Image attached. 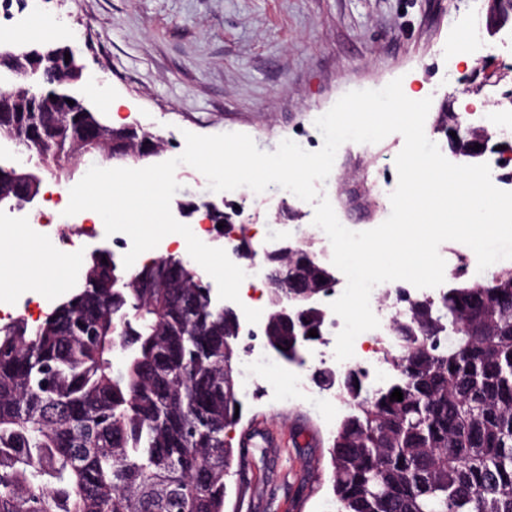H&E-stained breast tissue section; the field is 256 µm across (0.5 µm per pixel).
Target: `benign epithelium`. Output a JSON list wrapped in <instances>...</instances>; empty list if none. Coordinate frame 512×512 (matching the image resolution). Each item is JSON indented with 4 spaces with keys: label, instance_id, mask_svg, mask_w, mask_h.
<instances>
[{
    "label": "benign epithelium",
    "instance_id": "7a95c632",
    "mask_svg": "<svg viewBox=\"0 0 512 512\" xmlns=\"http://www.w3.org/2000/svg\"><path fill=\"white\" fill-rule=\"evenodd\" d=\"M485 10V28L490 36L497 35L502 29L512 26V10L506 0H483ZM69 52L70 60H65L63 52ZM62 50L58 47L37 45L28 49L0 48V60L9 61V71L15 77L13 85L0 91L1 112H92L99 109L91 107L85 96L78 89L83 76L84 66L79 63L75 50ZM502 70L489 64H482L469 75L464 92L480 93L489 84L501 82ZM53 86L49 94L40 96L37 88L43 84ZM74 104H68V101ZM123 148L112 154V161L129 166H142L149 159L160 155L165 143L158 141L153 148L145 151L140 149L137 141L138 133L142 132L139 125L120 127ZM493 134L483 126L470 134L464 148L452 151L458 164H477L483 162L488 149V142ZM481 149L474 150V145ZM36 165L30 163L24 167L14 165L9 159L0 161V169L11 174L9 179L0 178V205L10 200L15 193V183L19 180L30 184V192L26 204H34L38 192L36 184L40 181L34 172ZM339 194L347 196L346 204L350 216L357 221L374 219L373 185L369 182L367 166L358 163L348 173ZM298 245L295 238L281 237L273 239L262 247L265 260L285 258L291 255ZM319 265L322 269L323 281H314L311 289L305 294L304 302L290 303L278 296L269 300L267 311L258 327L262 336L263 347L270 354L290 364H301L303 360L288 357L278 348V339L272 331L275 324H293L302 311H311L318 315L320 322L328 324L332 311L325 305L324 299L336 287V268L331 257L321 252ZM254 335V331L242 314H237L235 326L230 335L224 337V351H237L244 348L243 339Z\"/></svg>",
    "mask_w": 512,
    "mask_h": 512
}]
</instances>
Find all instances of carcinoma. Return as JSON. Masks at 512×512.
I'll return each mask as SVG.
<instances>
[{"label": "carcinoma", "instance_id": "1", "mask_svg": "<svg viewBox=\"0 0 512 512\" xmlns=\"http://www.w3.org/2000/svg\"><path fill=\"white\" fill-rule=\"evenodd\" d=\"M0 128L58 180L104 151L88 112L53 132L41 113L4 115ZM101 258L41 322L0 326V512H224L226 477L243 463L224 441L239 403L224 399L233 318L188 259ZM267 267L299 303L294 270L318 264L304 239ZM464 275L395 318L384 383L336 378L348 412L329 448L334 512H512V267ZM297 328L317 331L310 344L324 336L311 313Z\"/></svg>", "mask_w": 512, "mask_h": 512}]
</instances>
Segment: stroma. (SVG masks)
<instances>
[{
	"mask_svg": "<svg viewBox=\"0 0 512 512\" xmlns=\"http://www.w3.org/2000/svg\"><path fill=\"white\" fill-rule=\"evenodd\" d=\"M472 0H15L0 8V30L27 27L32 16L57 21L56 36L80 53L87 73L107 85L120 104L104 113L106 124H137L173 145L162 160L178 157L185 132L249 135L259 150L275 151L282 140L316 151L323 145L317 117L346 92L379 89L393 79L431 98L439 111L454 89L443 81L446 50L460 48ZM404 146L393 133L376 144L347 142L317 188L345 219L338 187L353 161L369 162V179L395 171ZM179 190L171 208L185 202L221 201L195 168L179 165ZM249 217L235 233L261 247L275 236L313 230L314 207L296 206L291 192L270 185L263 193L241 187ZM299 207V221H277L282 209ZM310 344L304 365L267 356L252 380H239L240 423L225 440L238 445L243 432L256 435L244 449L248 462L228 477L242 498L228 497L235 512H325L323 483L332 431L347 408L335 390L291 378H310L319 361Z\"/></svg>",
	"mask_w": 512,
	"mask_h": 512,
	"instance_id": "obj_1",
	"label": "stroma"
}]
</instances>
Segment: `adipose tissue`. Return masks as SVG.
<instances>
[{"instance_id":"1","label":"adipose tissue","mask_w":512,"mask_h":512,"mask_svg":"<svg viewBox=\"0 0 512 512\" xmlns=\"http://www.w3.org/2000/svg\"><path fill=\"white\" fill-rule=\"evenodd\" d=\"M71 268L72 260L66 255L44 262L38 245L23 227H13L8 234L0 236L1 298H9L21 285L36 290L62 286Z\"/></svg>"}]
</instances>
